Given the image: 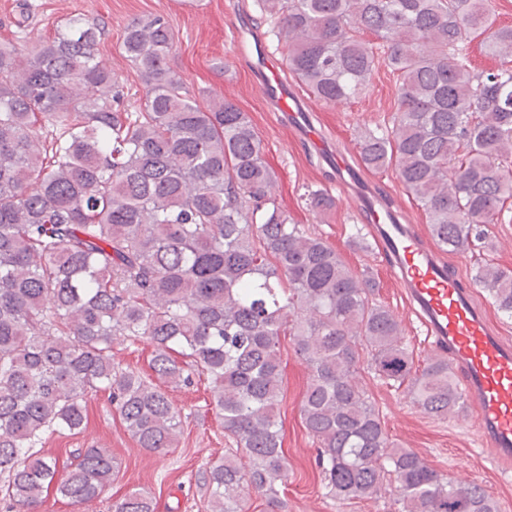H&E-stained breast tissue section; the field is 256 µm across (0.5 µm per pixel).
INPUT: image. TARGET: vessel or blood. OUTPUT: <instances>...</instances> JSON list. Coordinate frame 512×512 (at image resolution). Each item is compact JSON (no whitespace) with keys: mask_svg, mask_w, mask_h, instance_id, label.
Returning <instances> with one entry per match:
<instances>
[{"mask_svg":"<svg viewBox=\"0 0 512 512\" xmlns=\"http://www.w3.org/2000/svg\"><path fill=\"white\" fill-rule=\"evenodd\" d=\"M260 93L277 111L300 115L301 100L283 79L266 50H259ZM371 235L389 270L428 337L461 374L468 400L479 414L483 442L505 461L512 460V341L495 331L471 289L437 253L423 250L412 231L382 220L373 194L362 189Z\"/></svg>","mask_w":512,"mask_h":512,"instance_id":"obj_1","label":"vessel or blood"}]
</instances>
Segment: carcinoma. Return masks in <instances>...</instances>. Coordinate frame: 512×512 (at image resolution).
<instances>
[{
	"instance_id": "cac0c4a2",
	"label": "carcinoma",
	"mask_w": 512,
	"mask_h": 512,
	"mask_svg": "<svg viewBox=\"0 0 512 512\" xmlns=\"http://www.w3.org/2000/svg\"><path fill=\"white\" fill-rule=\"evenodd\" d=\"M257 5L285 69L325 103L354 97L382 66L397 76V110L360 142L363 167H396L440 250L490 249L512 200V27L494 26L493 0ZM98 36L73 17L25 55L0 41V499L36 512L52 490L78 508L99 498L112 454L86 448L60 467L47 436L82 431L88 400L107 391L138 446L165 455L182 419L162 384L197 374L227 444L199 474L210 512H247L252 491L284 508L289 335L310 371L300 413L326 496L392 486L401 512H498L480 485L389 440L358 373L404 389L431 418L464 392L448 357L415 366L373 276L291 222L247 114L224 98L198 104L170 66L162 15L125 28L121 54L144 93L121 111ZM477 38L496 68L477 72L463 54ZM307 205L325 213L333 200L315 190ZM471 281L512 318V271L485 263ZM117 339L153 345L157 381L112 360ZM112 512H156L155 497L133 489Z\"/></svg>"
}]
</instances>
